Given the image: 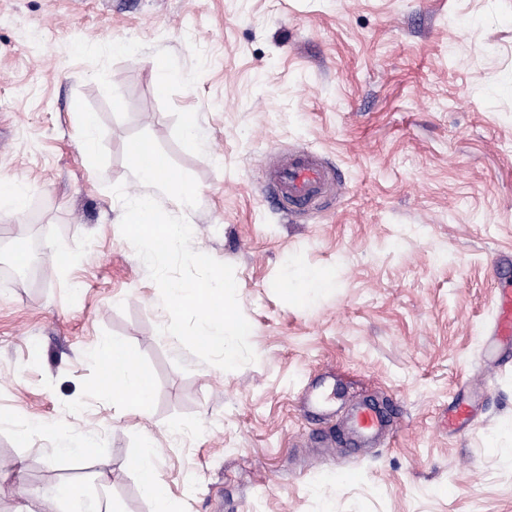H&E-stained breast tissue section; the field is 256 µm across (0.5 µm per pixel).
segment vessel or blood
Here are the masks:
<instances>
[{
	"label": "vessel or blood",
	"mask_w": 512,
	"mask_h": 512,
	"mask_svg": "<svg viewBox=\"0 0 512 512\" xmlns=\"http://www.w3.org/2000/svg\"><path fill=\"white\" fill-rule=\"evenodd\" d=\"M267 194L279 208L301 213L315 208L336 190V179L329 165L310 151L300 149L274 162L266 173ZM497 315L488 333L489 353L512 349V287L496 291ZM474 415L472 405L464 400L449 408L444 423L457 433L468 429ZM391 422L387 409L371 403L355 404L345 422L342 435L355 443H364L384 432Z\"/></svg>",
	"instance_id": "vessel-or-blood-1"
}]
</instances>
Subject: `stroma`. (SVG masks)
<instances>
[{
    "label": "stroma",
    "mask_w": 512,
    "mask_h": 512,
    "mask_svg": "<svg viewBox=\"0 0 512 512\" xmlns=\"http://www.w3.org/2000/svg\"><path fill=\"white\" fill-rule=\"evenodd\" d=\"M158 62L181 80L159 87ZM135 140L198 187L187 212L155 197L233 265L256 362L225 371L159 334L169 316L111 191L141 190ZM297 148L344 186L302 216L263 191L269 158ZM15 179L29 201L0 204V512H66L63 482L152 512L126 456L146 434L176 512H512V354H486L493 283L512 280L494 266L512 257V0H0V183ZM30 238L42 261L23 280L3 245ZM112 337L150 377L147 414L105 396L87 359ZM472 395L471 426L448 432ZM359 399L393 408L388 436L332 440ZM32 423L109 454L56 457L19 436ZM82 148L87 154H94L99 144V129L97 120L92 113H85L81 134ZM473 415L472 405L465 400H460L448 408L444 423L449 431L457 433L470 427Z\"/></svg>",
    "instance_id": "obj_1"
}]
</instances>
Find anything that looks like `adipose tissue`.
I'll use <instances>...</instances> for the list:
<instances>
[{"mask_svg":"<svg viewBox=\"0 0 512 512\" xmlns=\"http://www.w3.org/2000/svg\"><path fill=\"white\" fill-rule=\"evenodd\" d=\"M128 152L132 156L131 167L142 183L174 193L182 208L192 207L199 194L198 188L185 181L172 180L167 166L156 156L149 142H132ZM90 360L104 370L107 377L104 390L117 404L141 411L149 407V376L123 341L102 342L91 353ZM154 459L155 450L147 442L130 449L128 454L130 465L140 475L141 491L154 503L155 512H174L163 486L156 478Z\"/></svg>","mask_w":512,"mask_h":512,"instance_id":"ef3b65f1","label":"adipose tissue"}]
</instances>
